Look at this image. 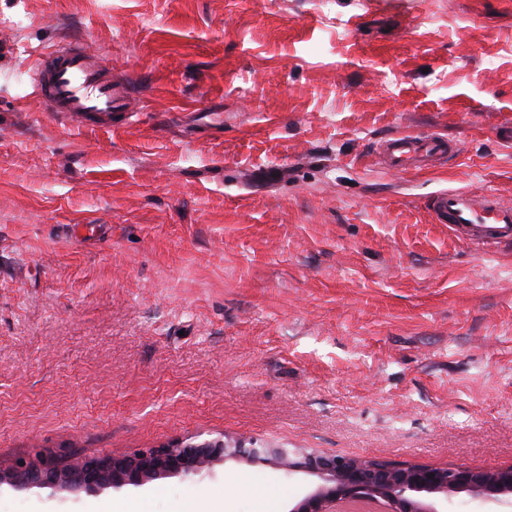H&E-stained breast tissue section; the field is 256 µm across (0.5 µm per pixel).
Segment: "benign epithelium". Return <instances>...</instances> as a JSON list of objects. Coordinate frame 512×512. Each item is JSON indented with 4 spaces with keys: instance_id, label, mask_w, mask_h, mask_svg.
Returning a JSON list of instances; mask_svg holds the SVG:
<instances>
[{
    "instance_id": "7a95c632",
    "label": "benign epithelium",
    "mask_w": 512,
    "mask_h": 512,
    "mask_svg": "<svg viewBox=\"0 0 512 512\" xmlns=\"http://www.w3.org/2000/svg\"><path fill=\"white\" fill-rule=\"evenodd\" d=\"M228 461L271 464L288 477L299 472L316 485L288 512H342L351 501L374 502L388 512H448V504L467 498L486 512H512V466L495 469L437 467L364 458L331 456L315 451L258 446L243 438L194 437L125 455L76 457L63 464L50 455L34 460L0 459V487L67 489L95 493L140 488L177 476H211Z\"/></svg>"
}]
</instances>
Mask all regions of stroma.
<instances>
[{
    "instance_id": "35a3bbf8",
    "label": "stroma",
    "mask_w": 512,
    "mask_h": 512,
    "mask_svg": "<svg viewBox=\"0 0 512 512\" xmlns=\"http://www.w3.org/2000/svg\"><path fill=\"white\" fill-rule=\"evenodd\" d=\"M77 36L130 86L111 126L34 93L32 51ZM405 132L457 151L384 171ZM444 188L512 201V0H0V457L512 465V242L433 223ZM309 484L229 462L0 512H287Z\"/></svg>"
}]
</instances>
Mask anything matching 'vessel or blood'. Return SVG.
<instances>
[{
	"label": "vessel or blood",
	"instance_id": "b4317fda",
	"mask_svg": "<svg viewBox=\"0 0 512 512\" xmlns=\"http://www.w3.org/2000/svg\"><path fill=\"white\" fill-rule=\"evenodd\" d=\"M35 93L45 111L99 125L127 109L129 91L115 83L112 68L83 38H74L40 53L31 73ZM456 151L454 142L438 134H400L377 146L382 168L413 170ZM435 223L476 246L512 241V203L495 192L469 188L441 190L429 201Z\"/></svg>",
	"mask_w": 512,
	"mask_h": 512
}]
</instances>
